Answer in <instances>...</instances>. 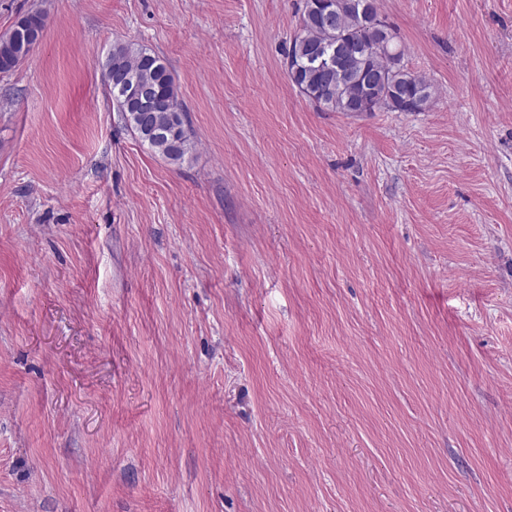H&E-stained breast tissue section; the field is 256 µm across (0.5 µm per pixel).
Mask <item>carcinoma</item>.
<instances>
[{"instance_id":"obj_1","label":"carcinoma","mask_w":512,"mask_h":512,"mask_svg":"<svg viewBox=\"0 0 512 512\" xmlns=\"http://www.w3.org/2000/svg\"><path fill=\"white\" fill-rule=\"evenodd\" d=\"M374 0H302L299 31L290 41L284 60L290 62L288 80L317 108L328 112H351L363 100H372L373 72L382 61L377 48L402 58L396 34L384 23L366 18ZM335 14V26L325 23L326 6ZM335 48L327 69L310 66L311 58L327 45ZM14 46L10 37L0 40V73L14 70ZM112 67L134 73L139 82L151 87L161 105L155 108V122L162 128L160 136L141 129L139 109L126 105L124 92L112 86L109 93L126 127L137 135L141 144L174 163H181L191 151L186 125L188 117L179 97L171 68L148 49L134 43L116 41L109 51ZM431 97L430 86L420 76L401 65L391 76L383 102L375 108L391 112H421Z\"/></svg>"}]
</instances>
